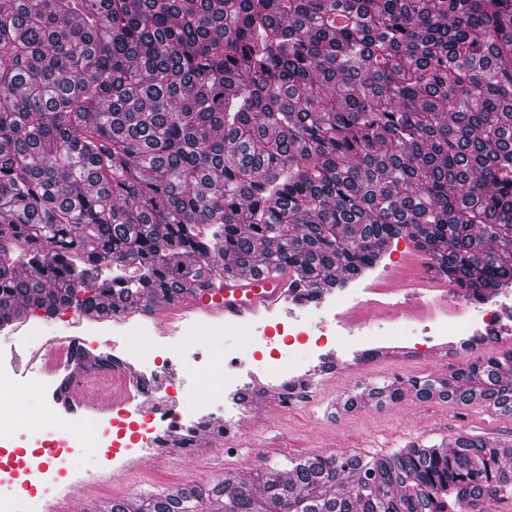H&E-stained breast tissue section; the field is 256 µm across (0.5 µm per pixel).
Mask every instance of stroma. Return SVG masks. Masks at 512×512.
<instances>
[{
	"label": "stroma",
	"instance_id": "35a3bbf8",
	"mask_svg": "<svg viewBox=\"0 0 512 512\" xmlns=\"http://www.w3.org/2000/svg\"><path fill=\"white\" fill-rule=\"evenodd\" d=\"M404 281L410 288L403 302L419 300L416 284L446 285L436 274L428 254L402 237L393 241L381 263L369 273L348 280L345 287L325 293L324 302L356 306L366 289ZM159 306L133 309L125 317L86 321L79 335L88 357L104 354L103 339L118 336L135 326L154 327L159 323ZM481 349L467 348L461 337L442 336L419 344L413 334L401 333L373 351L357 342L346 351L335 352L325 371L314 377L297 372V380L308 383L309 398L294 407L283 408L280 393L283 379L273 372H256L246 397L226 388L222 378L184 373L173 380L168 392L185 390L200 395H223L224 415L235 426L239 445L224 436L200 433L191 450L172 448L162 457L122 448L112 453L105 468L111 481L86 484L77 470L60 477L53 502L56 512H110L113 501L140 505L149 493H174L193 486L205 487L224 478L255 482L269 468L288 471L293 461L329 452L382 456L411 443L451 446L458 436L474 434L501 448L512 467V416L500 414L487 403L476 400L457 406L438 397L417 398L409 380L413 377L448 376L455 369L474 363ZM77 359L62 362L42 387L31 390L27 374H18L15 384L0 389V401L8 405L0 422L25 429L31 417L78 422L98 400L94 392L75 395L70 402L58 400L62 382L78 371ZM389 382L399 387L398 402L366 396L367 388Z\"/></svg>",
	"mask_w": 512,
	"mask_h": 512
}]
</instances>
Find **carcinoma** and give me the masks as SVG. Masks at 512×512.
Instances as JSON below:
<instances>
[{
	"instance_id": "carcinoma-1",
	"label": "carcinoma",
	"mask_w": 512,
	"mask_h": 512,
	"mask_svg": "<svg viewBox=\"0 0 512 512\" xmlns=\"http://www.w3.org/2000/svg\"><path fill=\"white\" fill-rule=\"evenodd\" d=\"M402 236L472 300L512 286V0H0L1 330L37 309L119 318L234 268L311 302ZM411 386L512 415V349ZM290 474L137 512L512 497L476 435Z\"/></svg>"
}]
</instances>
